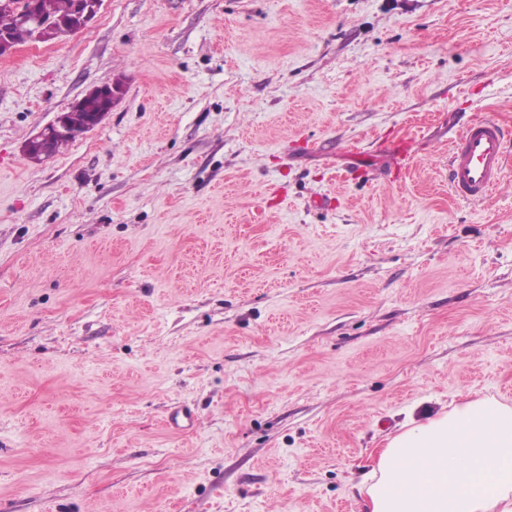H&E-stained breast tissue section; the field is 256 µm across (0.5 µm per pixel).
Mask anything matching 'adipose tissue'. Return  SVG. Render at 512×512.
I'll list each match as a JSON object with an SVG mask.
<instances>
[{
	"instance_id": "1",
	"label": "adipose tissue",
	"mask_w": 512,
	"mask_h": 512,
	"mask_svg": "<svg viewBox=\"0 0 512 512\" xmlns=\"http://www.w3.org/2000/svg\"><path fill=\"white\" fill-rule=\"evenodd\" d=\"M365 512H512V408L466 401L379 448Z\"/></svg>"
}]
</instances>
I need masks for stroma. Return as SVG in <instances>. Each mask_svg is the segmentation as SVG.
<instances>
[{
	"instance_id": "obj_1",
	"label": "stroma",
	"mask_w": 512,
	"mask_h": 512,
	"mask_svg": "<svg viewBox=\"0 0 512 512\" xmlns=\"http://www.w3.org/2000/svg\"><path fill=\"white\" fill-rule=\"evenodd\" d=\"M488 114L512 0H104L1 58L0 512H363L408 414L512 406V168L445 169ZM106 105L104 100L101 97H89L85 98L81 102L80 111L79 112H63L64 116L61 113H58L53 120H51L48 124H46L43 128H41L36 134L31 136L24 145V153L26 155L35 154L39 146L43 149V146L47 141L51 140L54 136L64 135L70 138H79L86 134L87 132L96 128L97 124H90L88 126H79L81 124L86 123V121L90 118L96 117L105 113ZM67 119H65V118ZM70 123H69V122ZM78 124V125H73ZM58 136L54 137L48 144V154L54 156L60 150L68 145L73 140L64 137ZM510 138L492 118L467 122L448 147V191L458 200L487 199L505 176ZM379 152L388 162V171L392 182H401L414 155L412 143L403 140L385 141L380 145Z\"/></svg>"
}]
</instances>
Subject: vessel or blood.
Listing matches in <instances>:
<instances>
[{
    "instance_id": "obj_1",
    "label": "vessel or blood",
    "mask_w": 512,
    "mask_h": 512,
    "mask_svg": "<svg viewBox=\"0 0 512 512\" xmlns=\"http://www.w3.org/2000/svg\"><path fill=\"white\" fill-rule=\"evenodd\" d=\"M380 151L393 182H401L414 155L408 141H386ZM512 161V137L491 118L467 122L448 147V190L458 200L487 199L505 176Z\"/></svg>"
}]
</instances>
